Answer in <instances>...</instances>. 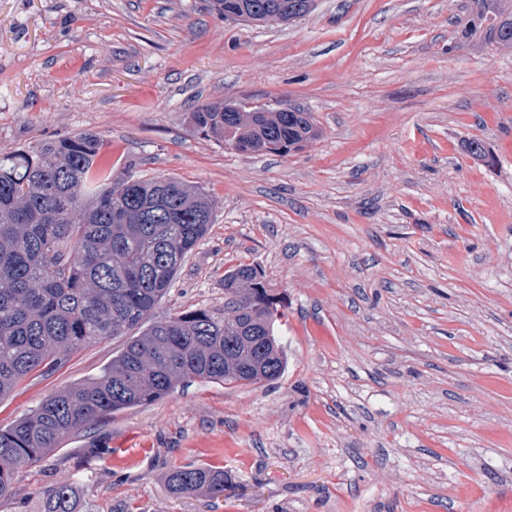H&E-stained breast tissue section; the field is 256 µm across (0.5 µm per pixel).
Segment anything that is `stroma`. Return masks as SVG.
<instances>
[{
    "label": "stroma",
    "instance_id": "35a3bbf8",
    "mask_svg": "<svg viewBox=\"0 0 512 512\" xmlns=\"http://www.w3.org/2000/svg\"><path fill=\"white\" fill-rule=\"evenodd\" d=\"M470 0H315L292 23L213 0H0V156L91 132L113 180L200 186L214 220L147 323L224 304L234 266L283 298L276 381L198 380L18 469L0 512L75 478L92 512H512V52ZM310 112L316 140L244 154L201 105ZM480 140L494 166L467 150ZM106 338L0 398V428L98 374ZM223 467V495L166 475Z\"/></svg>",
    "mask_w": 512,
    "mask_h": 512
}]
</instances>
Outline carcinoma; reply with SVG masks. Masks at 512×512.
<instances>
[{"mask_svg": "<svg viewBox=\"0 0 512 512\" xmlns=\"http://www.w3.org/2000/svg\"><path fill=\"white\" fill-rule=\"evenodd\" d=\"M253 25L306 16L314 0H234ZM512 49V0H472L465 35L482 32ZM240 102L192 113L195 129L233 150L285 155L318 135L309 113L239 111ZM93 133L42 141L0 157V397L27 375L96 340L125 336L99 376L43 399L0 429V502L16 470L90 422L150 405L186 379L226 384L279 379L287 356L276 322L280 298L252 265L224 276V309H195L127 333L172 288L182 264L205 238L213 209L204 191L177 178L114 182ZM265 368L250 372L257 362ZM171 494L222 493L224 469L189 466L166 478ZM37 512H91L78 481L39 494Z\"/></svg>", "mask_w": 512, "mask_h": 512, "instance_id": "1", "label": "carcinoma"}]
</instances>
